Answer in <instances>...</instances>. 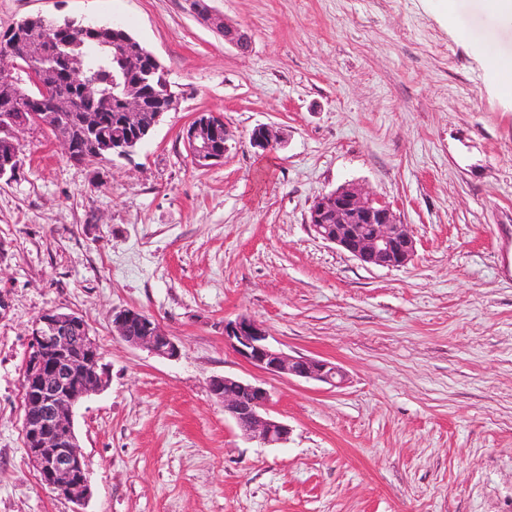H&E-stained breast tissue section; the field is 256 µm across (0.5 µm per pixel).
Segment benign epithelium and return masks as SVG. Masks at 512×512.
<instances>
[{
  "mask_svg": "<svg viewBox=\"0 0 512 512\" xmlns=\"http://www.w3.org/2000/svg\"><path fill=\"white\" fill-rule=\"evenodd\" d=\"M204 20L224 33V42L246 53L248 36L209 14L204 0H193ZM75 39L105 40L115 57L126 63L137 59L144 68L125 77L118 100L123 118L110 137L97 135L99 116L84 109L99 95L98 84L84 72L82 61L69 52ZM7 47L0 59V94L14 111H0V180H11L19 169L17 133L41 129L60 144L72 162L125 158L142 144L163 115L178 108L181 93L174 89L157 58L131 38L118 24L74 25L42 33L35 19L26 17L0 33ZM233 131L224 116L196 114L183 132L192 162L207 168L224 159L220 140ZM252 145L274 150L281 145L277 130L259 125L251 134ZM317 238L341 248L366 267L399 268L417 252L416 240L402 223L393 205L354 184H344L318 195L307 217ZM112 332L132 347L144 348L166 359L180 355V347L160 323L145 312L124 308L112 314ZM224 342L246 362L274 376H296L340 385L343 370L334 363L292 356L270 341L267 326L247 315L224 322ZM98 346L89 336L83 315L61 309L43 312L33 323L23 367V435L28 458L43 485L76 505L91 494L89 461L79 449L73 415L83 400L102 390L107 376L99 367ZM210 394L224 406L242 434L267 445H282L291 434L288 424L268 415L270 395L257 383L230 376L209 382Z\"/></svg>",
  "mask_w": 512,
  "mask_h": 512,
  "instance_id": "7a95c632",
  "label": "benign epithelium"
}]
</instances>
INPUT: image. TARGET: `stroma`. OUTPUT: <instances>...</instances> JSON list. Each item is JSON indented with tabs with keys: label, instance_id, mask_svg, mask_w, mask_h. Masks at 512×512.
Segmentation results:
<instances>
[{
	"label": "stroma",
	"instance_id": "1",
	"mask_svg": "<svg viewBox=\"0 0 512 512\" xmlns=\"http://www.w3.org/2000/svg\"><path fill=\"white\" fill-rule=\"evenodd\" d=\"M0 0L32 15L120 23L182 91L132 160H67L38 129L0 181V512H72L44 487L21 430L32 324L82 313L108 384L77 409L85 512H512V102L474 46L480 0ZM199 112L236 134L196 167ZM276 127L283 148L249 135ZM357 184L417 242L366 267L306 224L314 198ZM153 315L169 360L112 335V311ZM265 323L343 386L255 369L225 321ZM258 383L287 443L243 437L212 378ZM203 2L204 0H193L197 14L224 33L225 43L235 46L240 52H248L250 48L248 36L241 30L224 24V20L212 17Z\"/></svg>",
	"mask_w": 512,
	"mask_h": 512
}]
</instances>
